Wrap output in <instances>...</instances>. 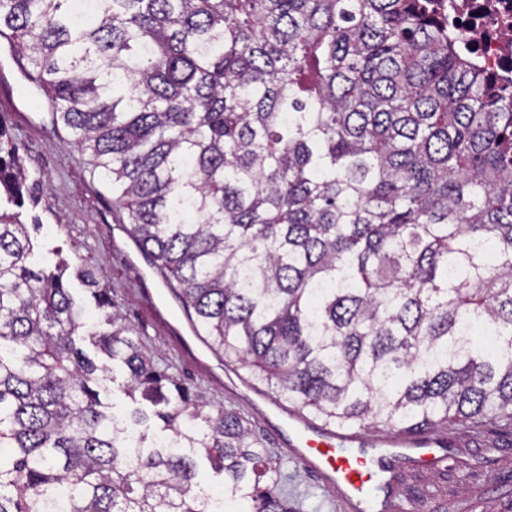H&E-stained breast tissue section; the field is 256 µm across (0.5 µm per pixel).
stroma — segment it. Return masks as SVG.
Here are the masks:
<instances>
[{
  "mask_svg": "<svg viewBox=\"0 0 512 512\" xmlns=\"http://www.w3.org/2000/svg\"><path fill=\"white\" fill-rule=\"evenodd\" d=\"M12 98L10 106H0V122L42 189L35 202L19 210L4 202L0 212L18 210L24 223L40 224L32 238L44 265L64 260L94 271L126 323L143 335L145 353L174 365L200 407L212 411L236 405V398L216 389L167 335L165 320L182 312L178 299L168 296L155 308L143 302L139 288L148 262H130L124 235L112 231L113 225L127 223L128 213L111 184L92 173L88 155L71 145L69 130L46 116L43 91L22 79ZM447 434L450 458L445 463L434 469L400 466L401 494L412 501L414 512H455L463 498L469 512H512V429L477 432L452 425Z\"/></svg>",
  "mask_w": 512,
  "mask_h": 512,
  "instance_id": "1",
  "label": "stroma"
}]
</instances>
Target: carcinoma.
<instances>
[{
	"instance_id": "carcinoma-1",
	"label": "carcinoma",
	"mask_w": 512,
	"mask_h": 512,
	"mask_svg": "<svg viewBox=\"0 0 512 512\" xmlns=\"http://www.w3.org/2000/svg\"><path fill=\"white\" fill-rule=\"evenodd\" d=\"M437 2L0 0V37L200 334L277 399L360 431L512 427V90ZM27 180L0 125L9 202ZM77 336L150 407L104 402ZM141 346L0 213V512H291L250 420ZM198 458L224 495L194 493Z\"/></svg>"
}]
</instances>
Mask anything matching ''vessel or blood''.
I'll return each mask as SVG.
<instances>
[{"label":"vessel or blood","instance_id":"b4317fda","mask_svg":"<svg viewBox=\"0 0 512 512\" xmlns=\"http://www.w3.org/2000/svg\"><path fill=\"white\" fill-rule=\"evenodd\" d=\"M273 418L277 428L288 431L282 455L300 459L322 488L338 489L341 512H398L394 461L437 467L448 440L442 432L368 440L355 432L312 424L301 414L281 408Z\"/></svg>","mask_w":512,"mask_h":512}]
</instances>
